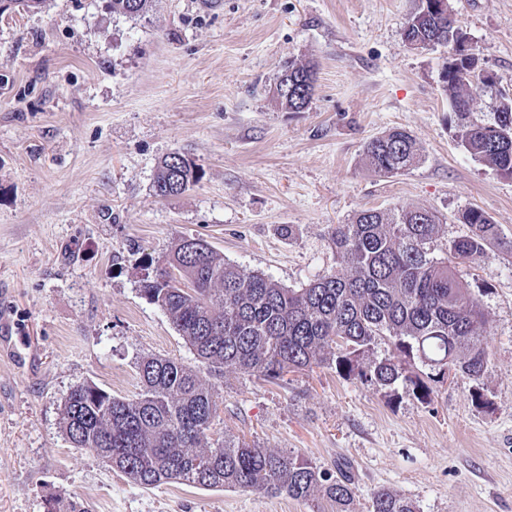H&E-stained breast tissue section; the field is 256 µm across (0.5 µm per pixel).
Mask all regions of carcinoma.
<instances>
[{"label": "carcinoma", "instance_id": "1", "mask_svg": "<svg viewBox=\"0 0 512 512\" xmlns=\"http://www.w3.org/2000/svg\"><path fill=\"white\" fill-rule=\"evenodd\" d=\"M42 2L0 0V13L37 9ZM149 3L112 0V11L138 15ZM410 20L404 33L410 40L437 47L460 36L450 9ZM314 74L311 63L283 68L288 80ZM442 81L458 119V142L511 177L512 97L454 60L443 66ZM478 91L495 96L487 120L473 118ZM314 92L312 85L300 104L293 97L275 100L281 109L297 112ZM366 157L375 171L392 174L416 163L419 149L408 131L394 128L367 143ZM199 180L198 167L176 151L157 166L153 191L171 198ZM462 223L465 234L450 242L448 257L438 259L434 214L362 210L332 230L340 268L299 289L246 272L224 261L206 240L187 237L156 261L140 291L168 315L194 359L219 378L231 370L276 382L323 364L377 387L401 386L428 403L434 385L450 371L473 383L472 400L481 403L480 383L489 367L487 320L456 280L454 264L475 261L493 248L512 252V240L501 239L497 225L480 209L465 211ZM382 338L392 352L380 357L375 348ZM139 375L142 390L135 399L115 397L94 383L70 391L62 428L73 447L92 452L144 488L182 482L301 501L321 497L336 505V512H352L355 483L348 467L336 466L333 475L299 454L213 439L217 395L193 366L148 357L139 364ZM371 509L417 512L411 501L385 489L373 494Z\"/></svg>", "mask_w": 512, "mask_h": 512}]
</instances>
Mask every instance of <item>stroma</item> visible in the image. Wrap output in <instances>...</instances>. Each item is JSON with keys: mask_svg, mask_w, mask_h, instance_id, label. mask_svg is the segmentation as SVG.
<instances>
[{"mask_svg": "<svg viewBox=\"0 0 512 512\" xmlns=\"http://www.w3.org/2000/svg\"><path fill=\"white\" fill-rule=\"evenodd\" d=\"M482 66L512 91V0H449ZM419 0H45L0 15V512H335L180 483L143 488L61 429L70 390L133 399L146 357L192 362L166 313L141 293L149 261L199 237L225 261L302 288L337 266L330 233L363 209L440 218L436 256L485 211L512 240V177L464 151L443 90L451 49L413 48ZM316 64L300 112L278 107L284 65ZM407 130L421 159L395 174L365 146ZM201 169L157 198L159 160ZM490 330L485 403L469 380L430 402L329 366L270 383L200 370L219 397L213 438L351 463L353 512L393 491L418 512H512V253L456 267Z\"/></svg>", "mask_w": 512, "mask_h": 512, "instance_id": "stroma-1", "label": "stroma"}]
</instances>
